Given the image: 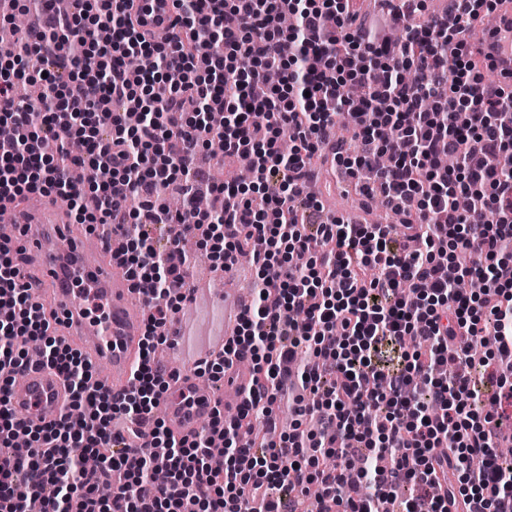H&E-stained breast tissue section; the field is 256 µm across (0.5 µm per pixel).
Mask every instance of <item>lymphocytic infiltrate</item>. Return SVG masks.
<instances>
[{
	"label": "lymphocytic infiltrate",
	"mask_w": 512,
	"mask_h": 512,
	"mask_svg": "<svg viewBox=\"0 0 512 512\" xmlns=\"http://www.w3.org/2000/svg\"><path fill=\"white\" fill-rule=\"evenodd\" d=\"M69 2L63 17L52 0L32 13L42 103L15 101L23 57L0 51V124L14 131L0 143V198L59 191L75 223L112 225L145 334L128 390L112 395L58 341L0 246V512L34 499L44 512H113L117 497L124 512H299L310 501L378 512L399 488L401 512H512V462L470 358L492 348L512 395V254L501 251L512 242V90L483 82L465 38L501 0H456L451 17L423 25L424 0H400L399 43L356 26L353 0H175L179 33L166 43L137 30L133 0ZM134 52L157 68H127ZM212 112L228 120L225 158L250 157L251 184L217 186L216 213H171L162 199L191 191ZM340 123L352 140L334 136ZM284 134L295 141L286 155ZM325 146L364 202L405 215L403 228L300 220L299 207L321 208L308 158ZM441 147L454 170L435 165ZM75 167L109 177L85 185ZM156 225L172 235L167 249L153 243ZM187 231L214 267L246 253L257 269L236 336L200 367L218 381L247 356L253 388L237 417L216 415L190 439L159 421L141 447L138 425L169 387L155 352L186 300ZM18 336L41 341L42 364L70 391L58 423L30 428L9 407L7 380L29 366ZM287 393L319 429L250 437L255 416L275 427ZM91 453L102 456L92 486L81 478Z\"/></svg>",
	"instance_id": "1"
}]
</instances>
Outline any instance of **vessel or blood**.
I'll return each mask as SVG.
<instances>
[{
  "instance_id": "b4317fda",
  "label": "vessel or blood",
  "mask_w": 512,
  "mask_h": 512,
  "mask_svg": "<svg viewBox=\"0 0 512 512\" xmlns=\"http://www.w3.org/2000/svg\"><path fill=\"white\" fill-rule=\"evenodd\" d=\"M133 12L155 40L176 31L174 0H136ZM119 242L116 236L100 242L76 235L69 216L46 201L14 209L12 222L0 225V245L26 250L44 269L45 286L33 297L57 313L58 336L91 360L105 362V385L116 393L127 387L138 359L144 318L143 298L122 272ZM166 333L190 355L161 406L168 428L190 438L217 412L238 411L249 396L251 371L235 362L224 375L223 391H215L197 376L199 365L214 355L211 341L178 319ZM68 401L62 377L42 365L26 370L9 395L15 416L36 425L57 422Z\"/></svg>"
}]
</instances>
